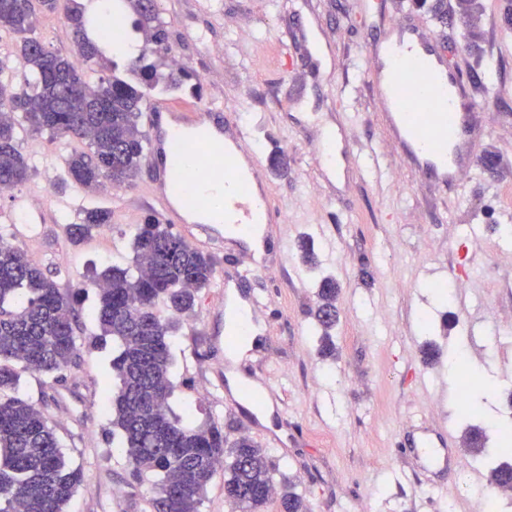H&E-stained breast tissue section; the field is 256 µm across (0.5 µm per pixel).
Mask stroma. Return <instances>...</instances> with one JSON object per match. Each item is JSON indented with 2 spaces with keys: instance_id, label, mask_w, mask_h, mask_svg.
I'll return each mask as SVG.
<instances>
[{
  "instance_id": "obj_1",
  "label": "stroma",
  "mask_w": 512,
  "mask_h": 512,
  "mask_svg": "<svg viewBox=\"0 0 512 512\" xmlns=\"http://www.w3.org/2000/svg\"><path fill=\"white\" fill-rule=\"evenodd\" d=\"M479 37L469 41L456 17L440 19L411 0H164L163 18L191 87L151 95L149 104L196 98L223 106L247 126L283 211L284 243L270 271L239 284L258 295L257 346L228 359L218 283L243 263L237 245H205L216 260L214 284L170 340L174 412L223 424L227 441L248 437L276 462V484L290 483L308 512H475L489 466H476L463 443L462 410L479 403L458 395L456 355L497 374L498 418L512 416V0H480ZM403 21L448 46L451 69L478 85L476 148L495 155L498 172L474 169L453 191L425 184L390 141L369 81L367 30ZM48 134L25 136L20 150L37 159L31 179L0 195V218L17 246L73 294L89 271L129 267L133 229L148 216L140 194L154 175L142 163L134 186L98 195L58 187V155ZM287 166H269L275 153ZM48 193L44 223L16 207L21 196ZM112 210L108 231L72 244L73 220L53 200ZM314 244L303 263L301 237ZM458 275L465 289L439 299L433 287ZM335 277L340 320L336 354L320 357L310 310L318 280ZM93 298L77 308L79 357L52 380L25 372L19 393L44 406L66 461L85 475L67 512H146L150 483H127L129 465L106 407L112 397V349L92 341ZM246 382L271 376L282 410L268 422L231 411L219 376ZM445 438L450 468L421 471L404 443L415 423Z\"/></svg>"
}]
</instances>
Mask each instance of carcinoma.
Returning <instances> with one entry per match:
<instances>
[{"mask_svg":"<svg viewBox=\"0 0 512 512\" xmlns=\"http://www.w3.org/2000/svg\"><path fill=\"white\" fill-rule=\"evenodd\" d=\"M66 8L76 58L31 36L39 17L58 0H0V32L16 40L18 64L0 58V186L29 180L32 166L19 150L27 133L47 132L66 142L81 141L64 159L60 185L80 189L120 188L136 177L147 146L140 129L143 103L156 91L181 89L186 69L158 70L167 58L170 32L161 0H115L120 23L98 34L86 8ZM132 25H126L127 14ZM144 40L137 56L104 73L100 61L109 46ZM112 223V211L92 208L64 225L80 243ZM133 264L92 274L99 339L112 340V427L120 431L136 484L152 482L148 512H199L218 469L224 470V499L232 512H306L300 495L286 485L275 497L276 465L264 449L242 437L232 445L214 420L191 425L169 404L170 337L195 313L201 291L215 276L214 258L193 247L167 224L148 219L133 235ZM336 279L320 280L314 314L319 353L334 351ZM74 302L53 275L32 262L0 230V512H65L84 481L79 467L64 459L52 426L40 409L18 393L19 371L60 377L77 357Z\"/></svg>","mask_w":512,"mask_h":512,"instance_id":"1","label":"carcinoma"}]
</instances>
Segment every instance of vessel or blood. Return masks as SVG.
I'll return each instance as SVG.
<instances>
[{
    "label": "vessel or blood",
    "instance_id": "vessel-or-blood-1",
    "mask_svg": "<svg viewBox=\"0 0 512 512\" xmlns=\"http://www.w3.org/2000/svg\"><path fill=\"white\" fill-rule=\"evenodd\" d=\"M369 39L379 46L375 97L388 132L413 168L442 189L455 188L480 161L470 124L474 83L450 71L444 47L416 26L399 23L394 33L376 30ZM145 121L148 159L177 154L184 143L192 149L190 164L156 170L143 189L164 223H190L188 191L200 212L213 215L207 239H222L227 224L238 225L246 239L254 225L273 223L264 169L236 118L193 103L149 109Z\"/></svg>",
    "mask_w": 512,
    "mask_h": 512
}]
</instances>
